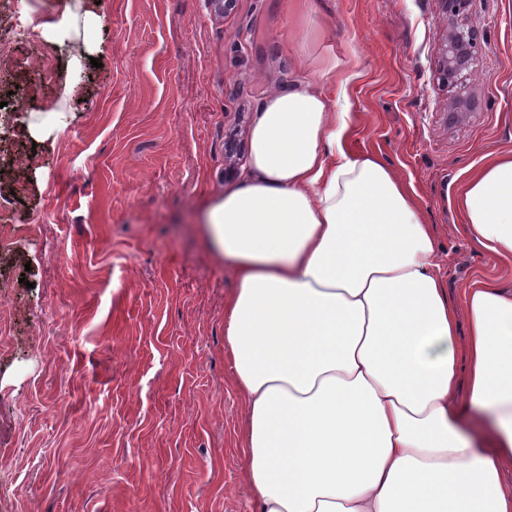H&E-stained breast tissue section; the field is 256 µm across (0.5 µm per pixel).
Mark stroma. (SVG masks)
<instances>
[{"mask_svg":"<svg viewBox=\"0 0 512 512\" xmlns=\"http://www.w3.org/2000/svg\"><path fill=\"white\" fill-rule=\"evenodd\" d=\"M27 0L0 69V512H250L224 297L196 208L240 178L263 99L296 58L347 113V151L380 156L432 224L449 295L512 292L456 205L512 151V0H471L479 52L451 120L440 0Z\"/></svg>","mask_w":512,"mask_h":512,"instance_id":"obj_1","label":"stroma"}]
</instances>
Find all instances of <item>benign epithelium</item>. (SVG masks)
I'll use <instances>...</instances> for the list:
<instances>
[{
    "instance_id": "7a95c632",
    "label": "benign epithelium",
    "mask_w": 512,
    "mask_h": 512,
    "mask_svg": "<svg viewBox=\"0 0 512 512\" xmlns=\"http://www.w3.org/2000/svg\"><path fill=\"white\" fill-rule=\"evenodd\" d=\"M470 0H443L454 17L453 26L448 28V35L441 47L438 74L448 89L458 87L469 70L477 54L475 33L464 23V17Z\"/></svg>"
}]
</instances>
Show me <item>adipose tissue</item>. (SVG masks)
Here are the masks:
<instances>
[{"mask_svg": "<svg viewBox=\"0 0 512 512\" xmlns=\"http://www.w3.org/2000/svg\"><path fill=\"white\" fill-rule=\"evenodd\" d=\"M347 132L301 77L260 104L240 180L199 204L236 280L224 345L251 512H512L497 467L512 456V293L478 280L453 302L416 198L378 156L350 155ZM457 205L473 242L512 257V152ZM474 409L491 414L482 452Z\"/></svg>", "mask_w": 512, "mask_h": 512, "instance_id": "1", "label": "adipose tissue"}]
</instances>
